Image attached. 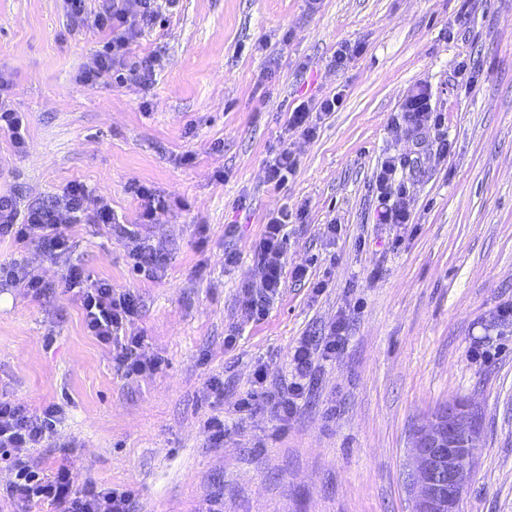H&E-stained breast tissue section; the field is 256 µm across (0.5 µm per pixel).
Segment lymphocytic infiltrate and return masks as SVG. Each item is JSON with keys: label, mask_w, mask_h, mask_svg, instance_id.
Returning <instances> with one entry per match:
<instances>
[{"label": "lymphocytic infiltrate", "mask_w": 512, "mask_h": 512, "mask_svg": "<svg viewBox=\"0 0 512 512\" xmlns=\"http://www.w3.org/2000/svg\"><path fill=\"white\" fill-rule=\"evenodd\" d=\"M88 0H66L67 16L73 27H88L107 33L108 41L79 70L82 82L93 81L101 72L128 75L141 86H149L155 76V58L139 62L129 59L130 45L158 17L157 0H105L102 7L89 9ZM287 215L270 218L260 241L258 268L260 286L246 290L242 301L245 313L259 311L276 296L282 286L281 257L286 237L283 227ZM113 225L112 208L101 198L92 196L80 182H71L51 200L20 208L15 196L0 194V241L10 240L16 248L40 247L51 259L66 260L60 283L53 284L31 277L22 258L0 264V282L26 288L32 297L49 298L56 290L75 293L84 311L85 327L90 335L111 347L112 362L125 377L133 378L155 371L159 362L139 354L143 338L131 328L138 313L131 293L115 292L111 284L91 280L83 268L70 262L67 229L74 224ZM344 320L334 322L327 334L301 339L291 351V379L281 391L271 394L269 402L280 421L294 414L308 380L312 376L315 355L328 358L342 344ZM62 419V409L52 404L39 412L7 398H0V457H8L16 448H44L53 438ZM14 478L9 495L15 512H29L41 501L62 505V512H131L134 494L128 489L100 490L94 486L75 489L69 465H59L52 473L18 459L13 463Z\"/></svg>", "instance_id": "1"}]
</instances>
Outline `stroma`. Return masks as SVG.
Here are the masks:
<instances>
[{
	"mask_svg": "<svg viewBox=\"0 0 512 512\" xmlns=\"http://www.w3.org/2000/svg\"><path fill=\"white\" fill-rule=\"evenodd\" d=\"M106 39L71 28L63 0H0V68L28 117L23 153L0 133V193L26 207L79 181L123 224L140 211L134 184L170 201L139 229L159 279L103 225L69 229L72 261L137 297L134 331L160 366L124 378L71 295L1 286L0 392L64 410L50 447L21 456L47 473L70 462L79 486L131 488L135 512L209 499L221 512H414L413 434L457 399L482 428L459 512H512V0H176L130 46L131 60H159L147 88L109 72L77 81ZM344 45L354 53L334 66ZM422 91L441 121L414 132L403 113ZM335 93L314 137L287 130L302 101ZM283 145L299 165L278 186L266 162ZM389 159L406 224L378 221ZM281 211L284 284L248 315ZM341 317L343 344L287 427L262 397L238 411L256 366L277 391L293 346Z\"/></svg>",
	"mask_w": 512,
	"mask_h": 512,
	"instance_id": "35a3bbf8",
	"label": "stroma"
}]
</instances>
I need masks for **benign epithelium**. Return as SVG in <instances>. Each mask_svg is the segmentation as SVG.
I'll use <instances>...</instances> for the list:
<instances>
[{
	"label": "benign epithelium",
	"instance_id": "benign-epithelium-1",
	"mask_svg": "<svg viewBox=\"0 0 512 512\" xmlns=\"http://www.w3.org/2000/svg\"><path fill=\"white\" fill-rule=\"evenodd\" d=\"M480 438L472 411L455 400L415 431L409 478L418 492L416 512H456L474 471L473 450Z\"/></svg>",
	"mask_w": 512,
	"mask_h": 512
}]
</instances>
